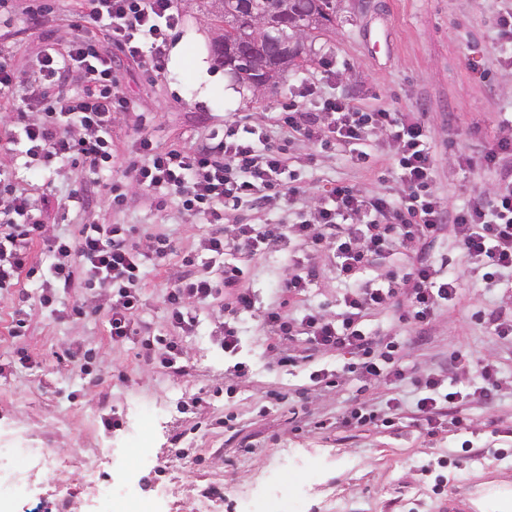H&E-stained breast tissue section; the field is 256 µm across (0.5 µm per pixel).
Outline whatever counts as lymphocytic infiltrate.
Instances as JSON below:
<instances>
[{
  "label": "lymphocytic infiltrate",
  "instance_id": "f902f5d3",
  "mask_svg": "<svg viewBox=\"0 0 512 512\" xmlns=\"http://www.w3.org/2000/svg\"><path fill=\"white\" fill-rule=\"evenodd\" d=\"M88 8L92 22L109 26L111 47L81 31L65 45L48 46L25 81L13 68L9 50L0 47V98L13 96L19 84L28 88L17 123L31 168L79 159L91 169L111 170L110 130L118 112L127 106L113 76L112 54L118 51L139 59L145 78L155 79L163 71L170 35L179 24L175 0H88ZM76 71L85 79L77 94L67 85L68 75ZM30 110L40 112L39 122L27 121ZM275 123L305 141L349 148L362 164L368 161L365 145L370 133L390 132L389 150L404 194L368 196L340 183L313 212L298 213L292 223L228 225L225 207L245 209L260 201L268 210L282 211L298 193L288 179L287 152L272 142L268 129L238 119L211 132L196 147L164 151L148 135H140L137 156L128 161L122 176L105 184L112 209L124 206L126 188L134 183L151 193L174 196L184 212L204 216L217 226L184 255L186 272L164 297L173 332L145 345L144 361L174 368L183 355V337L198 326L192 303L224 293L231 301L217 334L225 353H237V319L252 310L253 297L242 265L225 255L235 250L251 256L292 243L300 251L288 257L295 270L281 282L282 293L296 298L308 293L316 276L312 262L316 256L334 264L346 292L341 313L333 317L311 309L295 319L277 306L264 312L267 331L282 346L279 364L303 362V355L287 346L301 336L311 351L350 354L352 361L344 370L363 382L404 380L405 369L392 356L394 340L373 335L365 318L375 310L396 309L401 320L424 326L458 297L459 277L423 255L427 244L447 234L474 264L486 287H499L504 271H512V120L501 125L493 144L479 157L462 159L465 166L477 165L497 174L494 195L451 213L432 188L434 160L417 113L360 112L346 98L330 96L318 111L295 108L279 113ZM41 209L40 200L0 180V288L14 287L20 277H27L39 290L41 306L52 309L61 291L81 283L103 298L113 341L126 340L144 305L145 263L163 260L170 242L159 236L150 249H142L127 224H81L71 236L48 238L39 218ZM36 240L43 241L47 256L38 265L29 253ZM395 249L407 257V266L382 281L365 279L371 257ZM216 263L222 273L213 277L208 269ZM414 383L423 392L417 413L427 431L465 424V416L457 410L460 392L444 390L442 378L434 374L417 376ZM399 414L400 403L394 398L383 412L360 402L348 407L336 423L344 429L392 427Z\"/></svg>",
  "mask_w": 512,
  "mask_h": 512
}]
</instances>
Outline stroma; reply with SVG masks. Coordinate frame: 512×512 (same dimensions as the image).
<instances>
[{
  "mask_svg": "<svg viewBox=\"0 0 512 512\" xmlns=\"http://www.w3.org/2000/svg\"><path fill=\"white\" fill-rule=\"evenodd\" d=\"M28 0H12L0 21V44L8 46L14 69L28 77L40 51L69 40L88 25L107 40L104 23L87 24V0H55L38 27H31ZM501 0H337L335 26L305 36L303 67L288 71L277 88L262 92L225 75L210 98L200 101L195 60L210 56L224 25L200 0H177L181 23L172 43L183 44L181 66L166 63L147 81L138 64L121 54L112 69L128 100L112 123V170L99 172L80 163L34 177L24 167L16 113L20 99H0V178L21 192L47 196L42 220L49 236H65L80 224H129L148 245L157 234L172 245L161 262H147L142 282L144 308L140 334L123 343L110 335L106 307L80 319L40 308L27 280L0 290V448H33L39 463L29 497L0 502V512H34L39 503L52 512H94L84 479L135 483L150 500L151 512H269L284 498L288 512H512V454L496 459L493 451H512V436L495 434L497 424L512 423V337L494 335L477 312L512 309L503 290L484 287L452 237L427 248L447 260L462 277L456 302L429 325L402 322L393 312L367 316V326L396 338V359L409 371L437 373L469 394L479 381L452 363L468 350L493 361L499 385L488 402L467 398V426L457 432L428 435L413 410L419 391L410 381L396 388L359 381L343 372L346 353H318L313 361L281 367L263 324L265 308L279 304L278 282L289 268L283 251L246 258L248 286L255 308L239 318L242 349L238 360L250 372L237 379L234 360L224 355L211 331L224 319V301L196 304L195 335L182 339L183 370L146 364L140 356L145 336L171 333L164 304L165 285L178 278L182 257L212 232L202 216L186 214L175 199L130 186L126 207L112 211L103 185L121 175L137 149L139 134L158 149L195 146L225 122L248 116L271 126L278 113L297 101V89L315 86L321 95H342L364 112L390 109L419 113L434 159L433 189L450 210L477 198L491 197L495 177L459 165L491 142L500 121L512 115V66L502 65L492 19ZM336 66L328 79L325 61ZM289 140L293 168L301 188L293 208L308 209L339 182L367 195L400 196L403 185L388 156L389 134L372 132L368 144L376 163L360 166L348 150L322 149L275 131ZM80 204L70 198L79 187ZM344 283L328 259L317 262L309 293L288 305L290 316L315 309L333 316L341 310ZM27 298L32 324L26 335L11 332L20 298ZM340 370L339 386L313 388L309 374L319 368ZM237 382L235 397L224 388ZM400 399L399 429L372 426L353 430L335 426L337 415L354 399L385 405ZM121 418L120 429L104 426L107 414Z\"/></svg>",
  "mask_w": 512,
  "mask_h": 512,
  "instance_id": "1",
  "label": "stroma"
}]
</instances>
